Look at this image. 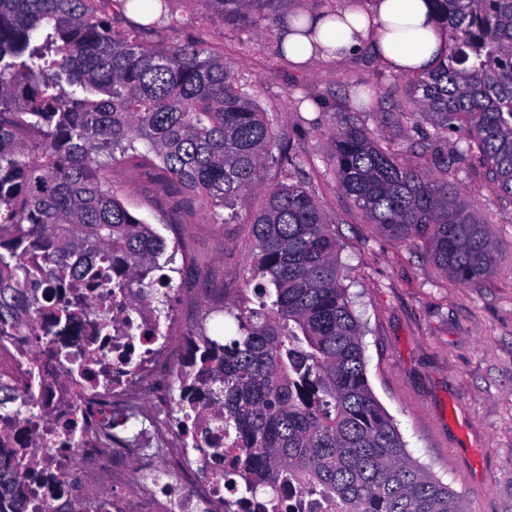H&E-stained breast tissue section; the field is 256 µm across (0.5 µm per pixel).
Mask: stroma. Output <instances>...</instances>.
Segmentation results:
<instances>
[{"label": "stroma", "mask_w": 512, "mask_h": 512, "mask_svg": "<svg viewBox=\"0 0 512 512\" xmlns=\"http://www.w3.org/2000/svg\"><path fill=\"white\" fill-rule=\"evenodd\" d=\"M169 9L185 31L210 29L235 75L257 82L260 106L276 114L301 167L288 177L269 171L268 184H301L334 219L344 284L364 326L369 384L411 458L460 493L467 512H512V205L500 204L483 168L459 181L502 255L478 282L446 276L423 249L366 223L329 161L326 131L344 116L405 149L403 131L362 103L367 90L406 85L407 75L367 50L300 68L280 56L271 21L225 28L184 0H171ZM110 179L131 213L167 241L184 243L191 259L176 260L172 275L181 305L188 321L221 335V310L248 277L245 214L215 224L201 208L185 212L150 166L126 163Z\"/></svg>", "instance_id": "1"}]
</instances>
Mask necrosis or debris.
<instances>
[{
  "mask_svg": "<svg viewBox=\"0 0 512 512\" xmlns=\"http://www.w3.org/2000/svg\"><path fill=\"white\" fill-rule=\"evenodd\" d=\"M137 294L74 288L63 317L43 288L40 336L0 332V466L22 472L23 512H291L297 494L237 490L207 334L173 335L180 310Z\"/></svg>",
  "mask_w": 512,
  "mask_h": 512,
  "instance_id": "4bbe7bcc",
  "label": "necrosis or debris"
}]
</instances>
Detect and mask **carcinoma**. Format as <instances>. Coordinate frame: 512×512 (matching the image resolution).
Instances as JSON below:
<instances>
[{"label": "carcinoma", "mask_w": 512, "mask_h": 512, "mask_svg": "<svg viewBox=\"0 0 512 512\" xmlns=\"http://www.w3.org/2000/svg\"><path fill=\"white\" fill-rule=\"evenodd\" d=\"M128 0H0V330L36 291L67 276L114 290L169 288L154 273L168 244L110 184L138 159L207 209L250 208L244 296L224 303L235 332L207 343L224 360L212 396L241 448L252 496L297 490L334 512H466L462 497L407 455L370 387L360 322L333 219L271 169L300 166L276 115L214 51L127 19ZM219 23L273 20L288 0H185ZM448 54L409 87L375 91L387 123L410 124L405 161L351 120L328 131L339 188L392 240L426 248L477 282L500 249L457 187L475 164L512 203V0H434ZM464 145L443 150L448 131ZM144 144L140 152L138 144Z\"/></svg>", "instance_id": "carcinoma-1"}]
</instances>
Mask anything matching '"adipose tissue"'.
Wrapping results in <instances>:
<instances>
[{
    "label": "adipose tissue",
    "mask_w": 512,
    "mask_h": 512,
    "mask_svg": "<svg viewBox=\"0 0 512 512\" xmlns=\"http://www.w3.org/2000/svg\"><path fill=\"white\" fill-rule=\"evenodd\" d=\"M279 47L293 64L344 59L372 49L389 70L418 74L447 51L436 23L433 0H373L365 9L343 7L335 14L308 12L284 24Z\"/></svg>",
    "instance_id": "obj_1"
}]
</instances>
